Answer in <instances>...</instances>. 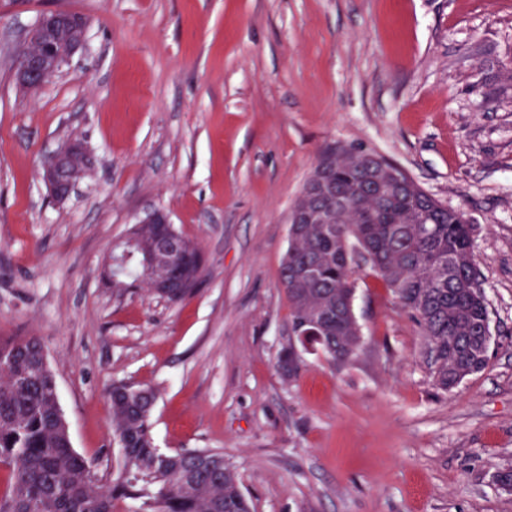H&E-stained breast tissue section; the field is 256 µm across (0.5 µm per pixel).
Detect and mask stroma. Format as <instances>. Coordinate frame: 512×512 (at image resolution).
Listing matches in <instances>:
<instances>
[{
    "instance_id": "stroma-1",
    "label": "stroma",
    "mask_w": 512,
    "mask_h": 512,
    "mask_svg": "<svg viewBox=\"0 0 512 512\" xmlns=\"http://www.w3.org/2000/svg\"><path fill=\"white\" fill-rule=\"evenodd\" d=\"M88 18L43 88L15 57L51 11ZM91 174L53 199L67 138ZM397 164L475 225L487 367L448 392L423 332L360 262L362 341L284 375L289 215L324 150ZM161 208L202 250L172 305L103 261ZM35 336L74 449L112 476L108 391H159L157 447L212 448L254 512H512V0H0V337Z\"/></svg>"
}]
</instances>
